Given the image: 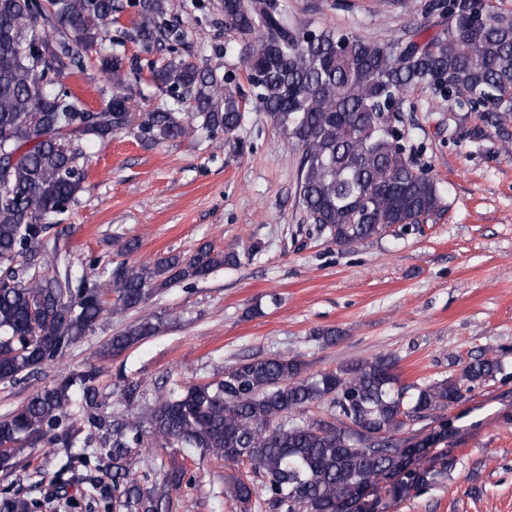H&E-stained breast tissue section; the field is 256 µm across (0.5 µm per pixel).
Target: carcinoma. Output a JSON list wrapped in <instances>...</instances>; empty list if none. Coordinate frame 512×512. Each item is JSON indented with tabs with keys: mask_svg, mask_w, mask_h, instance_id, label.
<instances>
[{
	"mask_svg": "<svg viewBox=\"0 0 512 512\" xmlns=\"http://www.w3.org/2000/svg\"><path fill=\"white\" fill-rule=\"evenodd\" d=\"M118 0H0V383L20 385L52 366L89 336L103 316L137 308L172 285L201 279L239 257L205 244L154 263L124 262L94 279L70 270L31 271L15 260L40 253L54 261L47 238L55 216L82 190L83 144L128 128L161 143L197 121L210 137L237 144L243 102L229 77L177 56L151 70L176 103L135 112L125 93L129 40L144 49L179 42L165 23V0H138L125 41H111ZM224 23L243 41V63L256 103L300 152L299 201L310 223L339 246H352L394 224L435 221L445 211L437 182L418 167L392 129L393 104L410 89H429L437 105L480 112L504 148L512 145V11L497 0H429L426 13L448 20L426 39L412 35L380 44L340 30L298 32L280 0H223ZM95 58L111 85L107 103L89 109L66 78ZM150 320L112 337L103 356L118 354L158 332ZM391 354L307 372L298 357H244L224 378L174 388L143 405L139 384L121 389L136 416H111L98 401L101 369L70 372L32 393L0 418V471L16 469L38 442L66 456L78 442L100 448L97 461L121 512H158L165 488L178 486L184 466L172 463L163 483L131 478L136 448L150 442L190 448L244 471L224 477L242 508L264 496L266 512H378L379 486L393 497L428 489L456 459L428 448L447 430L423 438L406 432L475 386L496 378L501 361L480 353L460 374L433 383L405 382ZM327 405L331 422L307 416ZM79 416L86 430L74 417ZM382 432V441L371 443ZM41 503L6 492L0 512H35Z\"/></svg>",
	"mask_w": 512,
	"mask_h": 512,
	"instance_id": "1",
	"label": "carcinoma"
}]
</instances>
